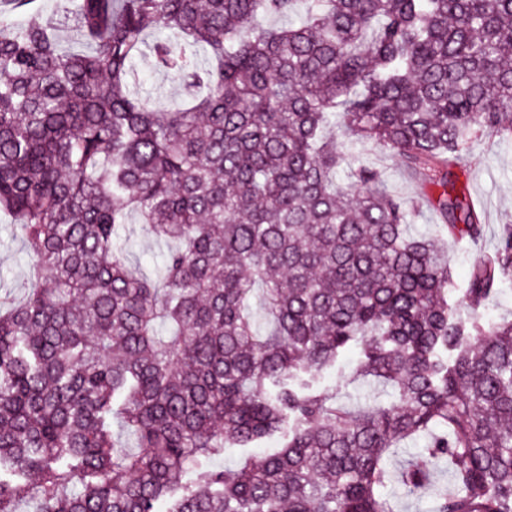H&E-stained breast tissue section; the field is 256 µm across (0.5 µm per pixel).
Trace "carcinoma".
<instances>
[{"instance_id":"carcinoma-1","label":"carcinoma","mask_w":512,"mask_h":512,"mask_svg":"<svg viewBox=\"0 0 512 512\" xmlns=\"http://www.w3.org/2000/svg\"><path fill=\"white\" fill-rule=\"evenodd\" d=\"M305 4L298 25L271 26ZM0 19V214L34 277L0 299V512H512V228L472 266L350 171L330 128L398 152L453 237L480 235L449 163L512 136V0H30ZM150 32L157 33L147 41ZM179 77L142 91L135 60ZM160 247L130 263L132 218ZM389 392L315 386L345 352ZM280 446L259 453L269 439ZM422 438L399 472L394 449ZM242 449L236 468L212 461ZM500 288V292L492 296L486 304L488 317L512 316V277L506 278ZM385 493L394 499L395 510L398 512H434L433 496L427 490L410 497L397 484H394L389 486Z\"/></svg>"}]
</instances>
